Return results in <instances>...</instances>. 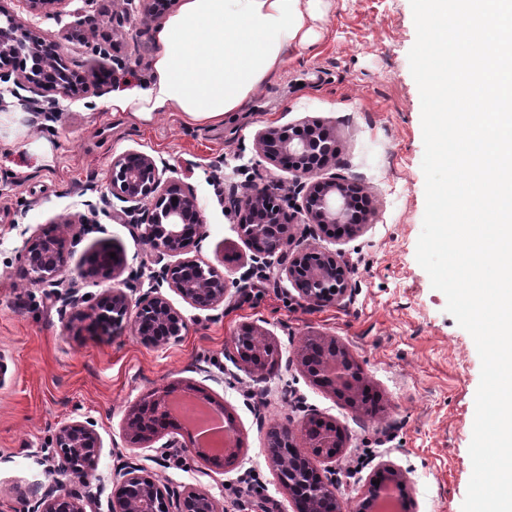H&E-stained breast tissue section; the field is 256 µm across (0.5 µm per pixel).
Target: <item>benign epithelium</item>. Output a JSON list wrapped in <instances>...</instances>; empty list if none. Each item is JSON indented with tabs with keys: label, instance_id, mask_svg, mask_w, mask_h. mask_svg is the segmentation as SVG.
<instances>
[{
	"label": "benign epithelium",
	"instance_id": "1",
	"mask_svg": "<svg viewBox=\"0 0 512 512\" xmlns=\"http://www.w3.org/2000/svg\"><path fill=\"white\" fill-rule=\"evenodd\" d=\"M27 9L37 14L56 12L63 0H22ZM175 0H139L135 11L145 26L162 17ZM25 54L35 61L30 69L16 74L0 70V83L13 82L29 95H17L21 105L36 112H51L59 99L87 96L91 86L60 53L59 46L46 43L42 31L18 21L0 8V65ZM254 149L259 157L275 168H284L295 176L288 194L275 190V184L254 189L242 196H232L224 208L233 217L239 234L254 251V263L271 267L285 275L306 305L340 303L351 295L352 272L342 255L307 244L293 248V225L284 219V204L295 201L306 223L320 232L341 226L349 236L361 233L370 214L361 204L362 188L344 176H323V171L336 165L338 153L336 132L323 125L300 123L284 133L276 128L257 132ZM167 168L155 157L138 151H127L114 158L109 170L111 194L126 203L124 221L141 229L143 238L161 255L182 256L155 272L158 283L168 287L201 310H214L224 304L229 288L226 277L210 264L189 256L194 240L203 236V215L193 190L174 178H164ZM83 224L85 216L63 221L54 235L36 234L27 238L22 262L34 284L54 286L69 273L71 240L67 225ZM136 288L114 286L86 306L73 295L60 297L63 307L73 309L71 319H88L102 331L130 327L141 342L162 346L181 339L187 329L182 313L161 292L151 288L133 296ZM324 355L319 363H311L298 352L303 373L318 386L357 407L364 389V376L355 359L335 337L323 335ZM236 354L226 357L245 366L256 378L266 380L270 367L263 361V348H271L267 335L257 327H245L234 337ZM180 390L168 386L155 390L148 398L132 406L125 417V435L139 448L151 446L165 437L162 455L171 448L194 447L195 454L221 463L236 456L239 442H232L224 455L214 457L208 450L186 444L178 438V425H169L167 409ZM281 440L288 448H309L311 455L292 457L287 451L271 454L282 485L289 491L294 512H343L336 496V486L323 478L313 466L315 459H332L343 447L342 431L319 419L307 417L297 425L281 427ZM101 439L90 420H72L61 425L56 434L51 456L55 470L73 475L78 485L54 483L26 501L20 512H96V493L92 481L100 458ZM141 464L135 457L124 460L116 475L121 487L108 502V512H220L215 498L207 491L172 487L160 480L140 475ZM379 485H370L360 505L362 512H374V505L388 494H395L406 473L392 465L384 466L376 476Z\"/></svg>",
	"mask_w": 512,
	"mask_h": 512
}]
</instances>
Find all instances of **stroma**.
Returning a JSON list of instances; mask_svg holds the SVG:
<instances>
[{
  "label": "stroma",
  "mask_w": 512,
  "mask_h": 512,
  "mask_svg": "<svg viewBox=\"0 0 512 512\" xmlns=\"http://www.w3.org/2000/svg\"><path fill=\"white\" fill-rule=\"evenodd\" d=\"M18 19L35 21L58 41L71 66L95 75L112 66L120 46L126 68L93 95L65 100L52 118L22 109L25 144L0 143V512H19L41 485L67 482L47 457L58 427L92 420L103 448L97 469L102 500L112 496L120 459L135 454L145 476L172 486L208 490L221 512H291L289 498L268 455L272 424L314 413L344 433L335 459L319 470L336 481L348 512H357L375 469L391 463L408 474L401 512H461L472 462L469 445L481 361L472 336L446 313V297L432 288L416 260L425 212L421 100L408 53L416 40L410 0H331L310 48L289 47L287 65L248 101L238 118L215 125L186 123L180 113L129 118L112 109L113 91L151 76L154 31L131 19L112 32L114 0H64L59 16L32 18L21 0H0ZM103 21L76 38L85 15ZM301 121L333 127L339 142L336 174L357 180L372 214L353 237L311 235L303 216L286 217L300 243L343 251L354 288L342 304H299L288 281L266 280L224 208L223 196L293 177L261 160L254 137L267 127ZM137 150L160 158L169 174L196 193L205 235L193 254L242 281L245 296L230 293L223 307L200 311L175 292L167 297L187 321L178 342L143 344L131 331L100 336L68 324L69 317L45 287L27 279L21 255L27 235L55 229L86 214L84 201L109 196L113 156ZM69 228L70 265L63 288L98 297L116 281L86 262L95 248L115 246L125 275L148 277L158 255L135 225L111 214H86ZM262 328L276 348L277 364L264 384L224 356L245 326ZM311 334L335 337L359 363L377 397L355 409L310 381L297 358ZM189 384L232 416L240 446L222 465L185 448L159 463L152 448L134 449L123 430L131 406L152 391ZM265 387L267 400L254 394Z\"/></svg>",
  "instance_id": "1"
}]
</instances>
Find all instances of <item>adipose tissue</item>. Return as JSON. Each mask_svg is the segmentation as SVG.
<instances>
[{"label": "adipose tissue", "mask_w": 512, "mask_h": 512, "mask_svg": "<svg viewBox=\"0 0 512 512\" xmlns=\"http://www.w3.org/2000/svg\"><path fill=\"white\" fill-rule=\"evenodd\" d=\"M324 9L323 0H182L155 30L150 80L113 92L112 108L223 123L281 71L288 46L308 43Z\"/></svg>", "instance_id": "obj_1"}]
</instances>
